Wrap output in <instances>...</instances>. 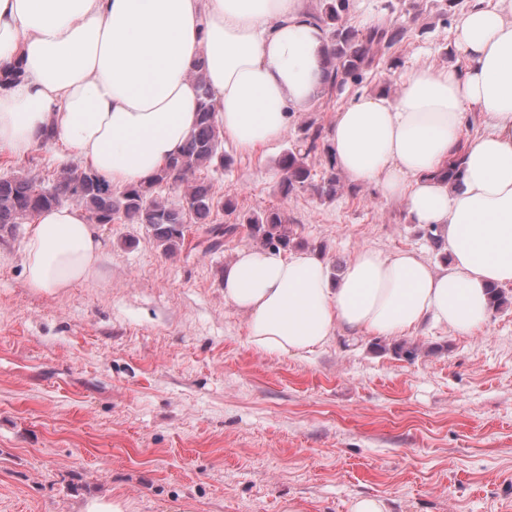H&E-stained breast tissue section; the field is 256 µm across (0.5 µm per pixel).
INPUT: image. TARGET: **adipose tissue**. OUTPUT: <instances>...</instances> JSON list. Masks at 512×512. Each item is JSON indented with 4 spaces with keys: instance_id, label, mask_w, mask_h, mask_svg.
<instances>
[{
    "instance_id": "ef3b65f1",
    "label": "adipose tissue",
    "mask_w": 512,
    "mask_h": 512,
    "mask_svg": "<svg viewBox=\"0 0 512 512\" xmlns=\"http://www.w3.org/2000/svg\"><path fill=\"white\" fill-rule=\"evenodd\" d=\"M453 45L465 67L418 65L398 94L355 95L329 136L352 182L444 234L447 266L366 248L335 277L307 251L239 249L224 300L248 316L256 349L297 355L340 329L388 338L428 320L468 334L488 319L489 288L512 284V0H470ZM328 46L305 0H0V70L22 71L0 84V152L25 155L50 131L112 187L146 181L194 126L201 63L225 140L251 153L314 100ZM468 112L486 123L471 138ZM457 154L460 180H436ZM103 256L71 204L40 214L22 262L29 287L58 292Z\"/></svg>"
}]
</instances>
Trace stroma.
I'll use <instances>...</instances> for the list:
<instances>
[{"instance_id":"1","label":"stroma","mask_w":512,"mask_h":512,"mask_svg":"<svg viewBox=\"0 0 512 512\" xmlns=\"http://www.w3.org/2000/svg\"><path fill=\"white\" fill-rule=\"evenodd\" d=\"M386 0H350L349 19L386 17ZM441 0H400L408 29L394 70L316 96L282 139L251 154L225 144L209 170L236 214L280 209L302 249L341 270L354 252L443 253L409 223L403 201L346 183L332 200L282 196L276 159L310 123L331 128L358 92H398L401 69L463 66ZM42 143L0 154V178L47 176L77 164ZM97 278L62 291L29 288L28 225L0 237V512H80L90 498L126 512H351L360 497L388 512H512V306L473 333L427 322L404 337L414 360L371 336L336 332L299 356L261 352L248 320L225 303L221 276L253 241L246 230L215 253L188 230L165 254L140 224L97 225Z\"/></svg>"}]
</instances>
